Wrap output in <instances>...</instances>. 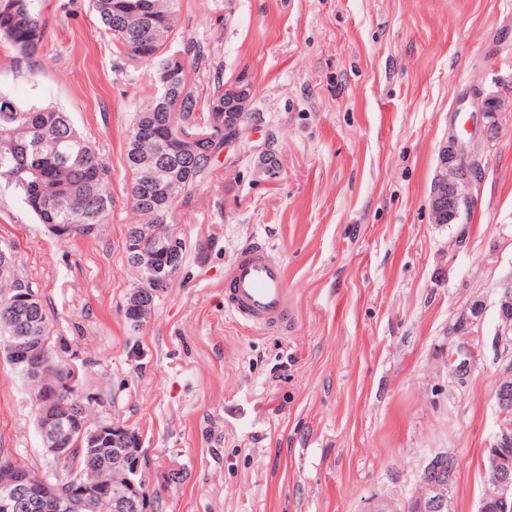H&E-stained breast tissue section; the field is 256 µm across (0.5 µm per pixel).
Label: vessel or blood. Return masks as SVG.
I'll return each instance as SVG.
<instances>
[{"label":"vessel or blood","mask_w":512,"mask_h":512,"mask_svg":"<svg viewBox=\"0 0 512 512\" xmlns=\"http://www.w3.org/2000/svg\"><path fill=\"white\" fill-rule=\"evenodd\" d=\"M224 302L246 326L287 330L293 313L287 271L265 244L257 242L237 251L225 277Z\"/></svg>","instance_id":"b4317fda"}]
</instances>
